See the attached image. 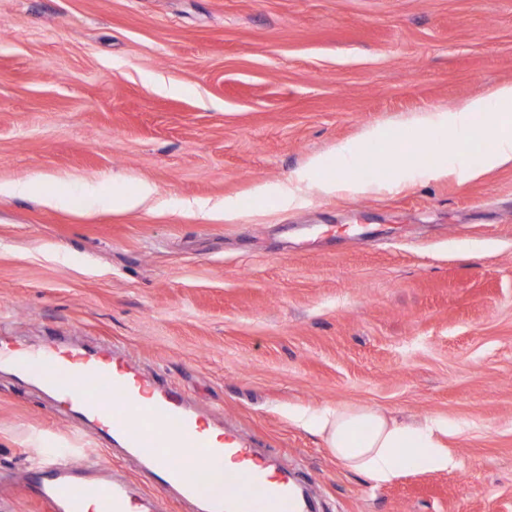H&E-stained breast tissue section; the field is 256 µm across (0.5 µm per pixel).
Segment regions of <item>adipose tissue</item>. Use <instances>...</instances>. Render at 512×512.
<instances>
[{
    "mask_svg": "<svg viewBox=\"0 0 512 512\" xmlns=\"http://www.w3.org/2000/svg\"><path fill=\"white\" fill-rule=\"evenodd\" d=\"M412 127L423 140L447 135L463 142L492 140L496 148L487 155L486 167L511 162L512 84L499 85L448 113L417 118ZM303 424L324 435L331 452L348 469L377 483L394 480L405 466L444 471L454 465L434 428L401 426L372 408L323 411L304 417Z\"/></svg>",
    "mask_w": 512,
    "mask_h": 512,
    "instance_id": "adipose-tissue-1",
    "label": "adipose tissue"
}]
</instances>
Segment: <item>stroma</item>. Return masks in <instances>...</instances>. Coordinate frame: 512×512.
Listing matches in <instances>:
<instances>
[{"label": "stroma", "instance_id": "stroma-1", "mask_svg": "<svg viewBox=\"0 0 512 512\" xmlns=\"http://www.w3.org/2000/svg\"><path fill=\"white\" fill-rule=\"evenodd\" d=\"M509 82L512 0H0L8 342L114 345L319 512H512V163L321 189ZM345 406L447 422L455 467L352 472L295 420ZM50 448L153 492L1 369L0 512H49L21 474Z\"/></svg>", "mask_w": 512, "mask_h": 512}]
</instances>
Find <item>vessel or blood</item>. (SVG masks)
I'll return each instance as SVG.
<instances>
[{"label":"vessel or blood","mask_w":512,"mask_h":512,"mask_svg":"<svg viewBox=\"0 0 512 512\" xmlns=\"http://www.w3.org/2000/svg\"><path fill=\"white\" fill-rule=\"evenodd\" d=\"M0 366L16 368L43 385L56 403L118 443L135 471L158 491H176L197 503L199 512H308L292 476L284 471L268 475L262 457L231 434L225 435L221 452L242 463L250 495H240L239 476L232 473L225 474V488L218 492L207 491L204 480L187 478L195 465L193 449L211 450L200 434L197 410L134 366L114 362L111 347L0 346ZM75 474L71 460L56 453L25 478L40 485L50 512H84L90 500L97 512H161L158 501L137 500L126 477L79 481Z\"/></svg>","instance_id":"obj_1"}]
</instances>
